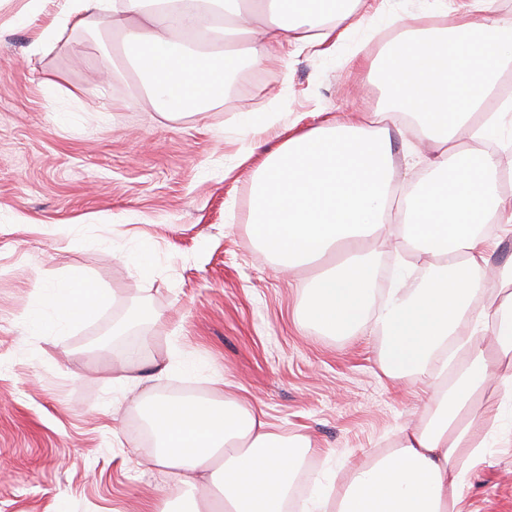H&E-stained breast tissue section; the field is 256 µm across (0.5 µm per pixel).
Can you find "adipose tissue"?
<instances>
[{
    "instance_id": "1",
    "label": "adipose tissue",
    "mask_w": 512,
    "mask_h": 512,
    "mask_svg": "<svg viewBox=\"0 0 512 512\" xmlns=\"http://www.w3.org/2000/svg\"><path fill=\"white\" fill-rule=\"evenodd\" d=\"M494 0H459L449 28L407 31L368 70L387 102L365 123L331 122L293 136L262 169L253 190L254 238L285 265L348 248L346 260L325 268L307 288L302 316L324 335L375 333L386 338L380 361L393 379L417 377L437 403L431 423L402 429L391 451L367 457L346 477L311 478L306 512H462L469 463L487 446L484 428L502 419L488 392L512 382V261L498 265V242L485 223L512 224L502 202L499 153L466 160L455 144L459 129L474 143L496 138L512 124V95L499 92L512 67V35L473 17ZM367 0H63L42 35L52 43L65 29L105 22L121 33L126 52L150 88L159 114L174 119L208 101L240 56L254 66L293 40L335 47L337 20H368ZM413 116L436 144L433 174L402 200L393 198L388 126ZM399 221H392V213ZM394 242L435 264L419 288H392L373 305L372 269L362 249ZM502 287L493 311L472 309L475 297ZM44 311L32 330L53 325L66 335L95 314L107 297L85 276L52 280L42 290ZM490 335L493 348L475 346L454 392L448 376L450 337ZM144 418L155 440L154 463L176 486L197 480L218 487L224 512H288L293 478L307 438L287 439L251 403L228 398L217 407L191 399H155Z\"/></svg>"
}]
</instances>
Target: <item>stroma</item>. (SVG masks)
<instances>
[{
  "mask_svg": "<svg viewBox=\"0 0 512 512\" xmlns=\"http://www.w3.org/2000/svg\"><path fill=\"white\" fill-rule=\"evenodd\" d=\"M60 0L40 10L0 0V512H190L197 492L168 493L153 448L131 432L154 397L245 400L282 436L309 437L295 479L344 475L394 448L428 400L418 380L386 377V339L324 336L298 321L316 264L284 272L250 233L253 176L289 136L375 112L383 90L350 63L375 58L411 17L446 27L433 0H385L373 26L347 27L335 52L290 44L235 100L167 120L104 25L67 31L40 49ZM120 69L121 78L105 79ZM255 133L242 121L266 112ZM396 189L431 175V147L391 128ZM123 225L121 252L106 242ZM431 257L378 248L377 282L416 288ZM94 279L108 295L67 335L35 334L44 283ZM133 335L153 336L163 376L112 384L110 335L131 310ZM463 512H512V440L492 442L469 470Z\"/></svg>",
  "mask_w": 512,
  "mask_h": 512,
  "instance_id": "35a3bbf8",
  "label": "stroma"
}]
</instances>
